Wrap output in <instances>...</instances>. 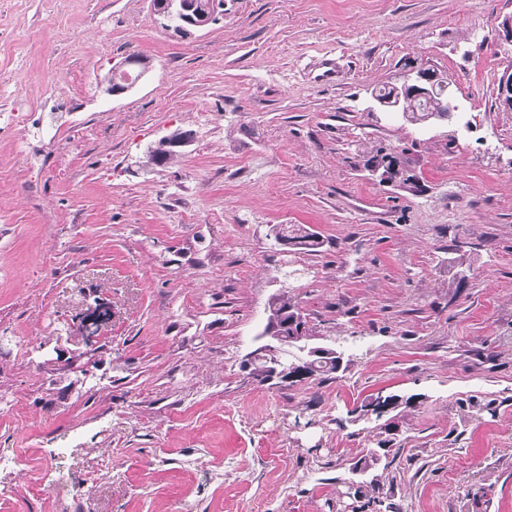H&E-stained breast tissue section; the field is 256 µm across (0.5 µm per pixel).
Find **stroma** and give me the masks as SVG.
Segmentation results:
<instances>
[{
  "label": "stroma",
  "mask_w": 512,
  "mask_h": 512,
  "mask_svg": "<svg viewBox=\"0 0 512 512\" xmlns=\"http://www.w3.org/2000/svg\"><path fill=\"white\" fill-rule=\"evenodd\" d=\"M509 15L512 0H224L181 38L151 0H0V100L19 104L0 112V451L27 460L0 474V512H371L347 490L372 449L389 512H512ZM131 55L149 71L108 94ZM409 56L447 71L451 121L374 110ZM380 149L415 185L368 175ZM277 224L308 225L321 252L281 251ZM281 291L349 356L336 379L244 369ZM101 298L90 346L79 320ZM391 396L408 405L379 450L364 407Z\"/></svg>",
  "instance_id": "obj_1"
}]
</instances>
